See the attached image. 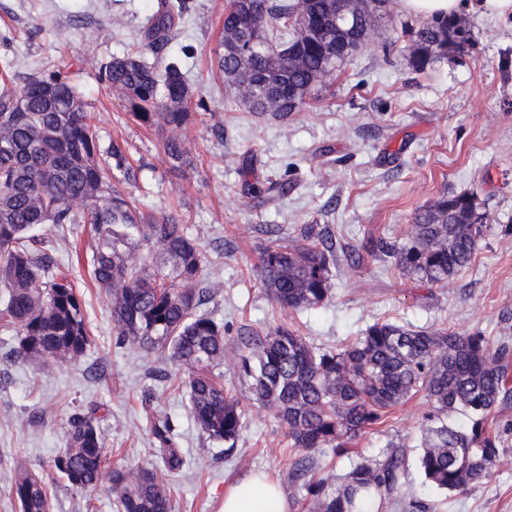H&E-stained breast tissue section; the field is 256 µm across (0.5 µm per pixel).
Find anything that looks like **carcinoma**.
<instances>
[{
	"instance_id": "cac0c4a2",
	"label": "carcinoma",
	"mask_w": 512,
	"mask_h": 512,
	"mask_svg": "<svg viewBox=\"0 0 512 512\" xmlns=\"http://www.w3.org/2000/svg\"><path fill=\"white\" fill-rule=\"evenodd\" d=\"M389 0H229L218 68L225 97L249 112L300 111L311 92L341 71L367 31L389 16ZM183 7L160 0L141 39L102 69L109 90L123 97L144 127L180 129L191 117L193 94L181 68L159 69L145 57L162 49ZM306 35L295 39L298 25ZM389 32L408 37L409 68L423 73L476 46L471 25L458 16L433 17ZM0 76V330L16 336L19 357L79 361L91 348L81 299L60 269L49 241L32 235L43 224H90L91 277L110 302L117 344L159 351L178 370L190 412L208 439L237 450L246 410L224 386V326L198 312L204 254L187 225L155 219L112 183L128 167L121 145L100 147L80 92L68 73L47 70L16 83L4 63ZM264 203L288 192V182L254 188ZM486 214L473 194H448L418 211L409 238L376 244L404 273L439 284L467 268ZM260 257L267 294L294 312L325 306L332 296L336 258L324 241L285 240L280 228ZM152 260L138 258L145 244ZM509 348L479 331L459 333L377 321L336 347L309 342L290 326L249 331L236 347L239 377L253 400L285 425L290 445L303 452L291 478L301 482L309 512H384L398 493L405 454L362 459L340 481L317 477L307 452L355 453V440L385 424L394 407L422 392L425 417L419 465L426 481L455 491L488 476L499 457L489 420L512 397ZM92 409L72 418L67 447L53 469L77 491L108 478L116 512H172V480L185 465L172 427L154 426L162 466L104 469V448ZM11 496L20 512H51L46 481L18 471Z\"/></svg>"
}]
</instances>
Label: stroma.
<instances>
[{"mask_svg": "<svg viewBox=\"0 0 512 512\" xmlns=\"http://www.w3.org/2000/svg\"><path fill=\"white\" fill-rule=\"evenodd\" d=\"M159 0H0V57L23 78L64 63L92 117L101 145L119 141L127 172L115 175L145 214L174 215L205 253L200 279L210 296L200 310L223 324L227 339L242 326L268 330L299 326L318 345H336L383 320L418 327L483 332L512 347V15L492 17L466 0L477 48L426 72L407 64L405 42L384 48L386 30L347 62L341 73L288 118L229 105L217 67L227 0H184L158 65L179 60L205 119L182 129L135 123L126 101L102 83L100 71L139 41ZM181 140L186 162L173 167L163 144ZM287 181L288 193L260 204L254 182ZM476 194L487 215L471 266L444 284L402 274L392 258L374 252L377 240L404 241L420 209L442 194ZM279 226L289 240L310 231L331 238L337 255L327 306L303 314L279 307L264 291L258 267L267 243L260 228ZM91 227L46 224L61 267L72 268L94 348L75 363L13 358L14 342L0 335V512H19L10 495L20 467L51 487L52 512H115L106 487L91 493L66 487L51 468L66 447L69 422L97 409L106 462L138 467L156 445L154 424L169 419L185 459L173 488L175 512H221L224 489L263 473L292 504L307 512L288 479L296 452L284 426L251 400L233 356L224 383L247 405L246 425L232 457L210 441L190 414L185 389L155 378L159 354L117 347L108 298L94 287L73 242L87 243ZM418 394L394 407L385 424L356 441L375 458L402 447L406 471L387 512H512V400L492 426L500 455L490 477L467 489L436 492L417 466L424 416Z\"/></svg>", "mask_w": 512, "mask_h": 512, "instance_id": "obj_1", "label": "stroma"}]
</instances>
